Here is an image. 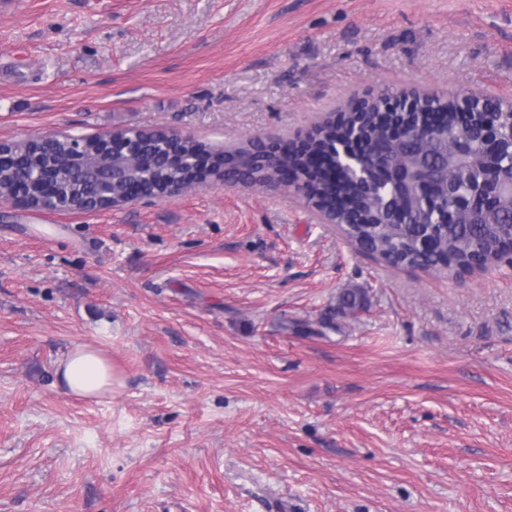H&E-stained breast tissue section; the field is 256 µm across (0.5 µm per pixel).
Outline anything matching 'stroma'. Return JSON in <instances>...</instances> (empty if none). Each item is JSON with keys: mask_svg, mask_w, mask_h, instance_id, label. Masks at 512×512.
<instances>
[{"mask_svg": "<svg viewBox=\"0 0 512 512\" xmlns=\"http://www.w3.org/2000/svg\"><path fill=\"white\" fill-rule=\"evenodd\" d=\"M412 87L512 101V0H0V140L224 150ZM78 345L111 395L57 383ZM0 512H512V266H389L290 189L0 202Z\"/></svg>", "mask_w": 512, "mask_h": 512, "instance_id": "stroma-1", "label": "stroma"}]
</instances>
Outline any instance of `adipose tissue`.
Returning a JSON list of instances; mask_svg holds the SVG:
<instances>
[{
  "label": "adipose tissue",
  "instance_id": "1",
  "mask_svg": "<svg viewBox=\"0 0 512 512\" xmlns=\"http://www.w3.org/2000/svg\"><path fill=\"white\" fill-rule=\"evenodd\" d=\"M56 376L69 394L92 398L112 389V374L105 359L95 349L75 347L59 361Z\"/></svg>",
  "mask_w": 512,
  "mask_h": 512
}]
</instances>
